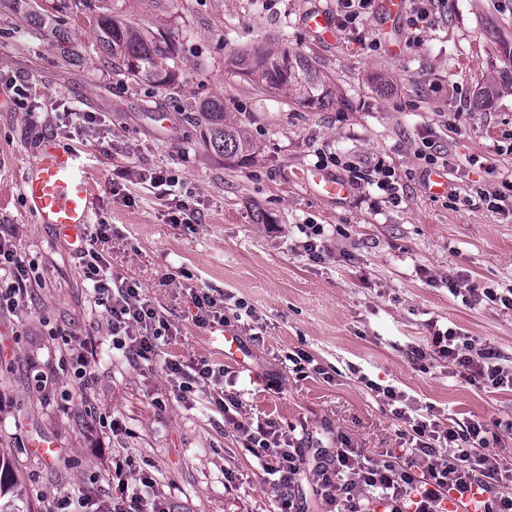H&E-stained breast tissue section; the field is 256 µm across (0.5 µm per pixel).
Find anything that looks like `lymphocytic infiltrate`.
Instances as JSON below:
<instances>
[{"label": "lymphocytic infiltrate", "mask_w": 512, "mask_h": 512, "mask_svg": "<svg viewBox=\"0 0 512 512\" xmlns=\"http://www.w3.org/2000/svg\"><path fill=\"white\" fill-rule=\"evenodd\" d=\"M19 241L16 225L0 224V308H16L34 281ZM81 259L95 301L110 317L113 349L136 358L154 354L168 326L142 289L136 282L108 274L97 252L83 251ZM413 355L418 360L429 356L448 361L473 383L512 391V368L497 363L492 352L473 353L455 328L435 331L428 350L417 349ZM164 367L176 398L184 400L201 390L210 404L223 411L261 470L272 476L278 512H301L295 487L307 472L328 512H449V504L460 505L474 497L483 512H512V497L498 491L508 470L487 454L489 429L481 420L455 428L434 414L417 413L404 404L400 391L386 386L383 395L395 403V417L407 426L405 454L371 460L339 435L334 448L323 449L319 462L310 468L297 438L281 431L274 421L236 419L240 400L237 393L223 388V367L205 359L187 365L174 356L165 359ZM112 469L116 482L111 498L64 496L50 512H170L165 499L153 494L149 474L128 477L125 463L118 460Z\"/></svg>", "instance_id": "obj_1"}]
</instances>
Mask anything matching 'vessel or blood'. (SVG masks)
<instances>
[{
    "instance_id": "obj_1",
    "label": "vessel or blood",
    "mask_w": 512,
    "mask_h": 512,
    "mask_svg": "<svg viewBox=\"0 0 512 512\" xmlns=\"http://www.w3.org/2000/svg\"><path fill=\"white\" fill-rule=\"evenodd\" d=\"M305 24L311 33L334 39L335 24L321 9L309 11ZM306 182L321 195L342 198L349 186L340 179L320 172L305 177ZM26 207L38 223L57 226L79 240L92 218L95 188L92 174L81 160L79 152L54 141H43L38 151L36 169L21 186Z\"/></svg>"
}]
</instances>
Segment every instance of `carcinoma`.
I'll list each match as a JSON object with an SVG mask.
<instances>
[{
	"label": "carcinoma",
	"instance_id": "1",
	"mask_svg": "<svg viewBox=\"0 0 512 512\" xmlns=\"http://www.w3.org/2000/svg\"><path fill=\"white\" fill-rule=\"evenodd\" d=\"M30 24L61 42L69 41L65 30L39 11V4L24 0ZM98 40L102 52L118 62L121 74L135 82L143 81L158 88H177V45L163 30L143 31L118 22L110 13L97 16ZM227 67L245 81H253L265 90L293 91L296 103L308 109H323L332 100L330 79L311 57L288 50L243 51L227 59ZM230 104L214 97L199 105L191 116L201 127L206 149L232 164H246L253 144L244 129L228 119ZM0 512H34L23 478L0 448Z\"/></svg>",
	"mask_w": 512,
	"mask_h": 512
}]
</instances>
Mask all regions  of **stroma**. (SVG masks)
Listing matches in <instances>:
<instances>
[{
    "instance_id": "stroma-1",
    "label": "stroma",
    "mask_w": 512,
    "mask_h": 512,
    "mask_svg": "<svg viewBox=\"0 0 512 512\" xmlns=\"http://www.w3.org/2000/svg\"><path fill=\"white\" fill-rule=\"evenodd\" d=\"M39 3L69 44L41 36L23 9L0 7V224L19 226L22 258L38 279L23 307L0 311V448L11 450L35 512L61 495L110 497L111 454L147 471L171 512H275L272 485L223 412L173 397L163 366L171 354L223 364L242 416L273 419L312 449L336 433L370 458L404 447L405 427L366 387L370 379L452 425L482 419L491 453L512 460V391L412 358L434 329L453 327L512 366V310L448 289L452 276L512 289V197L495 210L474 193L512 177V86L473 106L512 69V0H432L428 28L405 18L391 33L373 6L331 41L303 18L316 8L337 13V0H105L115 19L175 38L174 93L113 70L83 0ZM284 44L329 75L328 108L258 91L224 67L236 51ZM215 96L230 100V120L248 130L249 165H230L199 142L189 115ZM85 112L95 123L82 121ZM47 138L91 165L92 221L106 230L84 247L138 282L170 326L149 358L101 360L86 390L68 348L77 337L111 344L106 313L79 249L38 223L21 195ZM425 138L448 155L440 197L427 195L421 176ZM161 168L180 179L168 195L144 177ZM309 169L346 181L349 195H319L301 179ZM385 170L395 192L361 180ZM182 200L192 204L184 215ZM303 224L323 227L322 260L304 252ZM207 288L224 294L239 360L224 358L194 323V297ZM298 351L322 374L293 372L287 357ZM41 438L57 444L53 459L33 451Z\"/></svg>"
}]
</instances>
